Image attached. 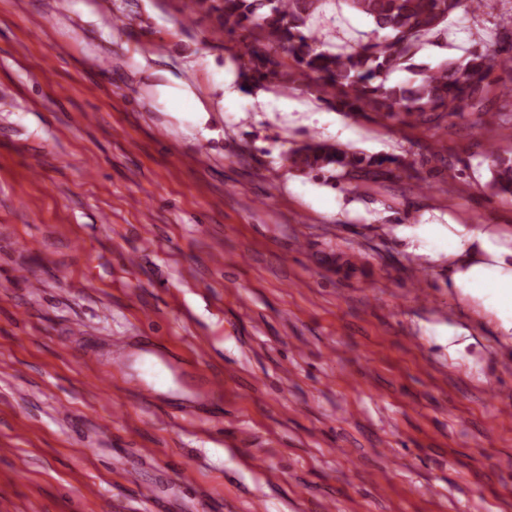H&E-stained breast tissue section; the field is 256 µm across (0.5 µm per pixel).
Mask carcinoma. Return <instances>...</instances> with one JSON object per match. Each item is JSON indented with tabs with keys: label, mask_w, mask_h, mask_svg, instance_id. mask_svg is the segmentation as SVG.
Masks as SVG:
<instances>
[{
	"label": "carcinoma",
	"mask_w": 512,
	"mask_h": 512,
	"mask_svg": "<svg viewBox=\"0 0 512 512\" xmlns=\"http://www.w3.org/2000/svg\"><path fill=\"white\" fill-rule=\"evenodd\" d=\"M326 2L195 0V6L217 14L224 32L237 37L233 58L246 85L268 82L288 90L292 73L284 69L281 56L285 55L348 112H372L383 119L405 113L434 126L450 115L476 113L487 140H493L497 114L488 108L484 78L496 68L512 70L511 19L502 20L491 40L465 57L423 70L412 63L414 56L427 36L448 24L463 0H344L370 19L374 29L358 42L340 47L322 41L313 29ZM395 71H408L413 77L388 82ZM488 158L489 186L512 194V157L502 158L490 149ZM288 161L302 172L337 169L353 180L395 159L315 142L294 150Z\"/></svg>",
	"instance_id": "carcinoma-1"
}]
</instances>
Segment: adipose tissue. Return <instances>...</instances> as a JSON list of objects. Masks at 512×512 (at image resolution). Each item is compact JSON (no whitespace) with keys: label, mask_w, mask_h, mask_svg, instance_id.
<instances>
[{"label":"adipose tissue","mask_w":512,"mask_h":512,"mask_svg":"<svg viewBox=\"0 0 512 512\" xmlns=\"http://www.w3.org/2000/svg\"><path fill=\"white\" fill-rule=\"evenodd\" d=\"M444 233L449 288L486 312L497 335L512 338V233L456 223Z\"/></svg>","instance_id":"adipose-tissue-1"}]
</instances>
